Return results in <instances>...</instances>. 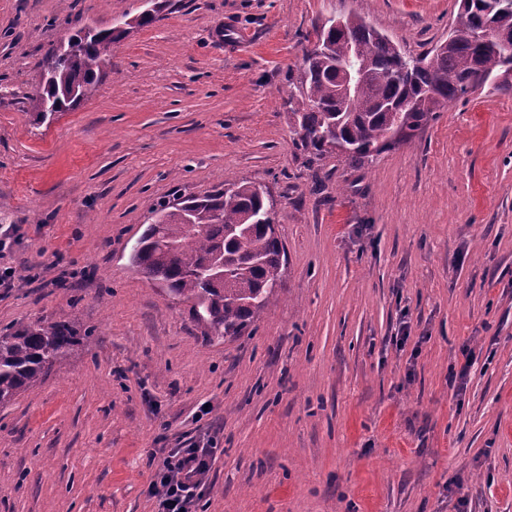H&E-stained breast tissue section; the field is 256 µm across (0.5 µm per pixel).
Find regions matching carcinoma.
<instances>
[{
  "instance_id": "carcinoma-1",
  "label": "carcinoma",
  "mask_w": 512,
  "mask_h": 512,
  "mask_svg": "<svg viewBox=\"0 0 512 512\" xmlns=\"http://www.w3.org/2000/svg\"><path fill=\"white\" fill-rule=\"evenodd\" d=\"M328 19L316 29L321 50L306 51L297 76L291 78L296 93L298 145L320 157L342 148L340 155L352 166L391 151L436 117L437 110L474 88L467 79L484 75L478 87L512 92V40L503 42L501 30L512 32V0H460L451 33L452 48L440 45L433 56L413 57L358 15L344 19L345 30ZM125 30L87 28L72 35L77 50L58 60L48 55L41 90L29 97L35 120L76 107L108 65L112 43ZM348 66L364 70L368 81L357 94H341L340 72ZM400 113L404 134L394 139L391 109ZM192 223L168 215L164 224H150L131 254L132 264L163 283L173 295L193 302L198 321L214 336L242 332L265 308L278 287L276 271L285 261L284 246L264 219L269 205L265 187L229 182L224 188L183 199ZM171 241L175 249L153 247L155 239ZM224 252V285L198 275ZM83 343L77 327L67 321H44L0 330V404L48 374L75 347Z\"/></svg>"
}]
</instances>
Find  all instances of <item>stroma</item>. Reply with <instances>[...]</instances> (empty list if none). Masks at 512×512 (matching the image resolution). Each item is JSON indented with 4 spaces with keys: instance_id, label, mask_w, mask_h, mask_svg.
Segmentation results:
<instances>
[{
    "instance_id": "obj_1",
    "label": "stroma",
    "mask_w": 512,
    "mask_h": 512,
    "mask_svg": "<svg viewBox=\"0 0 512 512\" xmlns=\"http://www.w3.org/2000/svg\"><path fill=\"white\" fill-rule=\"evenodd\" d=\"M458 8L167 0L39 123L58 39L145 4L0 0V329L90 335L0 405V512H158L152 459L206 442L196 512H512V94L448 103L358 167L297 147L288 105L328 18L422 55ZM227 180L269 189L286 265L217 337L129 257L151 208Z\"/></svg>"
}]
</instances>
